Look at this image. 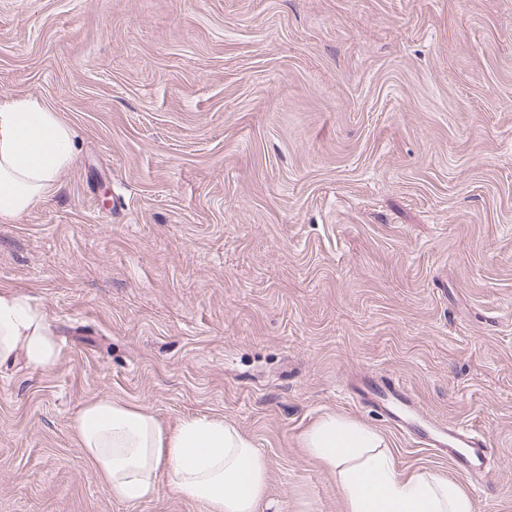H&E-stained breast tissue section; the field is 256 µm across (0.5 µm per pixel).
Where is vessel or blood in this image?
I'll return each instance as SVG.
<instances>
[{
	"mask_svg": "<svg viewBox=\"0 0 512 512\" xmlns=\"http://www.w3.org/2000/svg\"><path fill=\"white\" fill-rule=\"evenodd\" d=\"M350 390L358 406L370 408L404 435L436 449L456 472L464 476L484 472L493 455L484 437L456 423L420 419L414 399L398 379L363 378L353 382Z\"/></svg>",
	"mask_w": 512,
	"mask_h": 512,
	"instance_id": "b4317fda",
	"label": "vessel or blood"
}]
</instances>
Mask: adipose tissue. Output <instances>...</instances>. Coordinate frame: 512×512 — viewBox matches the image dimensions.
Segmentation results:
<instances>
[{
    "instance_id": "ef3b65f1",
    "label": "adipose tissue",
    "mask_w": 512,
    "mask_h": 512,
    "mask_svg": "<svg viewBox=\"0 0 512 512\" xmlns=\"http://www.w3.org/2000/svg\"><path fill=\"white\" fill-rule=\"evenodd\" d=\"M76 157V133L56 112L31 96L0 101V220L44 200ZM59 357L44 310L21 292L0 290V367L21 361L45 369ZM72 428L114 500H152L164 470L177 493L209 512H256L264 497L263 455L223 419L190 416L168 428L149 409L105 394L77 412ZM302 443L335 474L347 512H474L459 484L427 469H399L382 435L352 419L322 415Z\"/></svg>"
}]
</instances>
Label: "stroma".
Masks as SVG:
<instances>
[{
	"label": "stroma",
	"instance_id": "stroma-1",
	"mask_svg": "<svg viewBox=\"0 0 512 512\" xmlns=\"http://www.w3.org/2000/svg\"><path fill=\"white\" fill-rule=\"evenodd\" d=\"M22 95L79 158L0 221V287L61 346L0 368V512H207L165 474L112 500L70 426L103 394L236 426L257 512H346L302 446L325 413L453 477L353 403L363 375L482 429L475 512H512V0H0Z\"/></svg>",
	"mask_w": 512,
	"mask_h": 512
}]
</instances>
